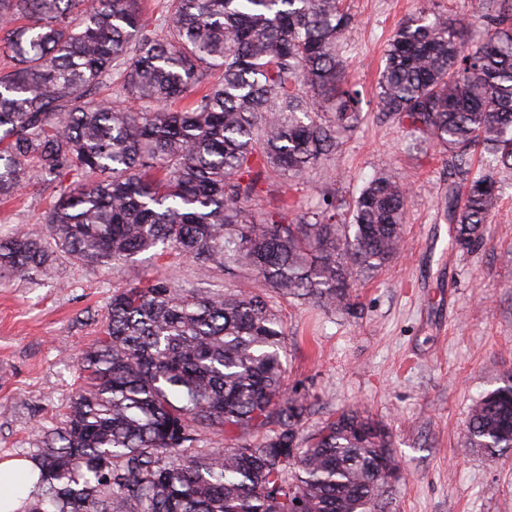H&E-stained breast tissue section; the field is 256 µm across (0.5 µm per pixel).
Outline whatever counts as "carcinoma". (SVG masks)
<instances>
[{
    "instance_id": "1",
    "label": "carcinoma",
    "mask_w": 512,
    "mask_h": 512,
    "mask_svg": "<svg viewBox=\"0 0 512 512\" xmlns=\"http://www.w3.org/2000/svg\"><path fill=\"white\" fill-rule=\"evenodd\" d=\"M480 19L492 34L425 11L384 53L376 110L435 144L448 164L452 246L484 239L512 177V0ZM341 0H166L164 38L143 0H0V198L31 178L62 183L45 230L0 238V270L48 279L61 253L118 268L175 251L207 277L249 272L216 293L166 279L112 293L102 336L63 426L42 434L26 512H383L396 466L388 428L358 406L306 437L309 404L284 390L288 333L276 297L330 311L401 250L407 189L396 172L336 195L295 223L254 214L259 185L295 180L360 119L336 43ZM119 70L131 105L93 98ZM213 71L222 79L203 85ZM489 168L468 178L476 147ZM222 435L197 448L201 431ZM468 447L512 449V386L471 408ZM298 448L290 456L288 449Z\"/></svg>"
}]
</instances>
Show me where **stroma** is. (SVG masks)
Returning <instances> with one entry per match:
<instances>
[{
  "instance_id": "35a3bbf8",
  "label": "stroma",
  "mask_w": 512,
  "mask_h": 512,
  "mask_svg": "<svg viewBox=\"0 0 512 512\" xmlns=\"http://www.w3.org/2000/svg\"><path fill=\"white\" fill-rule=\"evenodd\" d=\"M354 17L337 45L361 92V121L300 182H265L254 210L283 200L288 218L338 187L352 200L376 174L399 171L410 186L399 256L351 293L354 311L276 299L288 330L287 393L305 395L308 426L358 405L391 433L400 478L384 512H512V452L488 457L466 447L470 408L512 382V184L471 251L452 248L441 200L448 169L428 143L376 110L383 50L398 23L425 10L461 25L469 47L487 30L483 0H342ZM61 187L40 183L0 203V236L43 224ZM164 278L214 292L233 289L216 271L199 278L176 255L140 254L121 271L59 260L53 279L0 280V461L31 458L37 432L59 426L82 383L78 357L101 336L114 288Z\"/></svg>"
}]
</instances>
